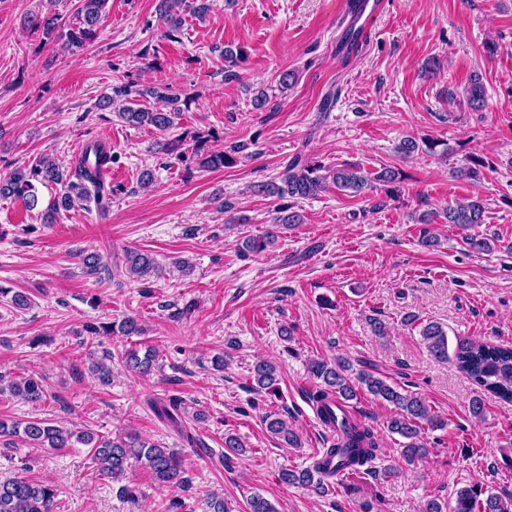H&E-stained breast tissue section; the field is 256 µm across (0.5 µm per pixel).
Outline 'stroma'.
<instances>
[{"label": "stroma", "instance_id": "1", "mask_svg": "<svg viewBox=\"0 0 512 512\" xmlns=\"http://www.w3.org/2000/svg\"><path fill=\"white\" fill-rule=\"evenodd\" d=\"M44 0H0V173L43 153L69 165L86 143L112 147V204L60 211L41 220L55 195L38 186L39 206L0 200V285L24 293L18 309L0 296V373L41 376L45 400L31 405L0 394V420L41 419L115 437L127 431L181 452L185 488L159 487L134 466L122 480L99 476L88 450L0 444V480L25 477L57 491V512H206L209 493L230 512H247L259 494L278 512H419L429 498L448 502L479 485L512 495V404L484 394V417L469 403L477 388L453 361L435 359L421 329L440 324L449 341L466 337L512 344V0H385L372 36L352 54H336L339 21L351 0H196L182 10L177 39L165 37L159 0H108L96 38L77 53L45 38L27 19ZM296 76L281 88L283 72ZM486 89L474 110L464 89L472 75ZM167 84L189 100L163 133L133 127L98 101L126 84L143 94ZM266 94L264 108L254 106ZM184 136L193 148L242 145L233 164L209 171L155 153L157 141ZM406 137L432 138L435 154L401 157ZM329 168L399 170L400 195L381 189L354 196L332 188L299 200L304 217L280 232L273 248L242 258L240 238L270 229L279 201L255 192L278 179L294 156ZM486 163L479 180L454 177L467 156ZM150 188L141 189L144 169ZM478 196L485 224L465 231L423 213ZM229 211L218 209V202ZM440 244H422L424 233ZM495 239L476 253L467 235ZM164 265L191 259L190 276L165 275L150 287L122 272L129 249ZM95 251L108 273H83L78 252ZM192 304L191 314L174 319ZM134 316L141 336L85 333L89 323ZM154 348L160 372L127 371L128 351ZM232 360L217 369L222 353ZM112 358V381L100 384L92 360ZM344 357L421 395L443 428L425 429L429 453L406 464L402 439L386 422L392 405L361 394L356 409L374 429L380 451L369 471L331 481L318 495L281 481L282 469L310 466L330 442L316 423L306 364ZM277 366L274 389L256 391L257 358ZM182 400L178 423L152 402ZM273 414L300 435L283 447L263 422ZM232 433L246 452L224 456Z\"/></svg>", "mask_w": 512, "mask_h": 512}]
</instances>
